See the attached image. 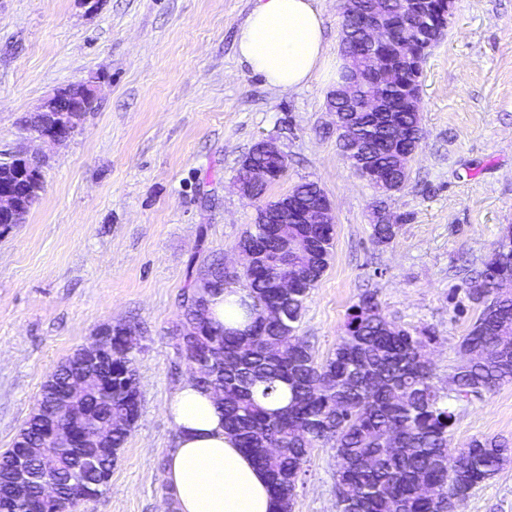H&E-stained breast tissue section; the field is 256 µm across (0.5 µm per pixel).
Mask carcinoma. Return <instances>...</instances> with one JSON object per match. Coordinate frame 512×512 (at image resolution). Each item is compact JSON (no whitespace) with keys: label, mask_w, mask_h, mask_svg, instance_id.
Masks as SVG:
<instances>
[{"label":"carcinoma","mask_w":512,"mask_h":512,"mask_svg":"<svg viewBox=\"0 0 512 512\" xmlns=\"http://www.w3.org/2000/svg\"><path fill=\"white\" fill-rule=\"evenodd\" d=\"M428 53L412 35L391 37L380 59L398 57L413 65ZM379 78L395 121L421 125L420 110L405 105L402 91L403 84L413 81V71L392 76L384 70ZM327 105L352 119L364 148L382 165H390V133L375 114L357 111L360 97L348 105L330 98ZM292 192L305 202L323 194L314 182L300 183ZM263 229L262 224H251L244 233L265 240L266 256L242 273L246 298L235 302L240 326L210 315L209 296L229 284L223 257L214 256L195 270V287L180 295L181 319L170 331L177 358L185 365L201 360L205 350L224 362L222 375L215 379L199 368L194 375L204 390H222L226 433L266 472L281 512L294 505L293 490L319 443L335 450L336 512H455L453 497H468L512 461V447L494 437L449 448L456 419L450 401H468L512 383V293L503 296L497 291L498 280H512V229L505 228L483 269L472 270L465 280L469 297L482 304V310L459 345L463 360L451 370L453 388L446 395L433 383L428 357L435 336L428 331L413 334L388 319L371 292L351 307L344 334L325 359L318 360L307 343L291 342L305 302L328 266L334 229L295 227L312 246L309 258L281 253ZM372 229L375 241L383 244L396 237L399 225L378 221ZM290 274L303 276V287L288 289L286 298L275 295V281ZM202 282L207 287H200ZM274 301L281 319L270 321L265 309ZM134 361L133 351L114 338L112 394L100 402L90 381L81 394L95 414L112 415L111 448L124 447L132 431L126 423L128 407L140 406L139 390L119 379L135 371ZM64 367L62 363L52 372L55 391L42 385L38 407L19 432L34 446L40 445L44 420L66 421L69 389ZM48 454L56 458L54 474L64 490L56 507L63 508L83 491L72 482L77 473L87 475L85 485L99 477V486L108 488L110 455L93 468L53 448ZM424 487L431 495L421 493ZM56 507L48 506L47 512Z\"/></svg>","instance_id":"cac0c4a2"}]
</instances>
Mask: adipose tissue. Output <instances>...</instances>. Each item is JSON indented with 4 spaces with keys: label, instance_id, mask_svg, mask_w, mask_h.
<instances>
[{
    "label": "adipose tissue",
    "instance_id": "obj_1",
    "mask_svg": "<svg viewBox=\"0 0 512 512\" xmlns=\"http://www.w3.org/2000/svg\"><path fill=\"white\" fill-rule=\"evenodd\" d=\"M236 52L275 88L309 87L328 60L316 0H257L238 31ZM166 413L176 433L166 465L176 512H280L266 474L225 433L213 396L184 380Z\"/></svg>",
    "mask_w": 512,
    "mask_h": 512
}]
</instances>
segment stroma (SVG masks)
<instances>
[{"label":"stroma","instance_id":"1","mask_svg":"<svg viewBox=\"0 0 512 512\" xmlns=\"http://www.w3.org/2000/svg\"><path fill=\"white\" fill-rule=\"evenodd\" d=\"M256 0H0V160L47 157L25 223L0 237V451L33 411L46 377L105 324L134 329L141 411L87 512H161L158 463L175 433L165 404L188 374L170 337L188 269L235 247L255 220L240 164L262 139L288 157L268 199L313 181L334 207L329 264L298 334L318 359L351 307L376 294L389 319L434 334V383L481 308L463 268L481 267L512 225V0H454L421 77L423 138L410 177L382 194L336 146L333 79L288 93L240 63L236 34ZM100 79L98 111L66 142L27 139L23 120L57 88ZM400 228L376 243L375 212ZM451 445L512 443V384L454 405ZM335 452L313 448L294 512H336ZM458 512H512V463Z\"/></svg>","mask_w":512,"mask_h":512}]
</instances>
